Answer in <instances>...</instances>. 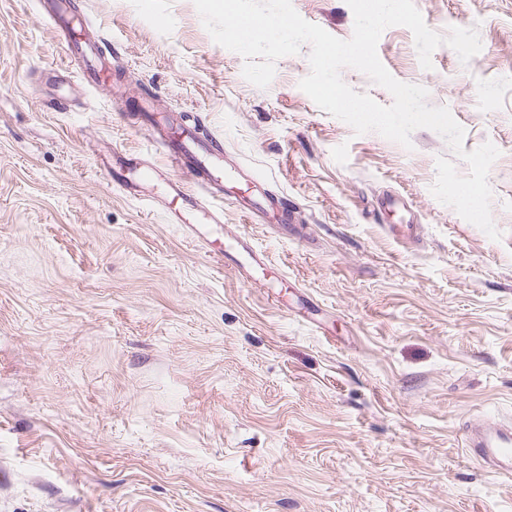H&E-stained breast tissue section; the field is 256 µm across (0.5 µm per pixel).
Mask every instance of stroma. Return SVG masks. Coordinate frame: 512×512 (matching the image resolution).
I'll use <instances>...</instances> for the list:
<instances>
[{
    "instance_id": "1",
    "label": "stroma",
    "mask_w": 512,
    "mask_h": 512,
    "mask_svg": "<svg viewBox=\"0 0 512 512\" xmlns=\"http://www.w3.org/2000/svg\"><path fill=\"white\" fill-rule=\"evenodd\" d=\"M41 2L0 0V512H512L461 446L512 423V0H415L440 34L477 28L469 63L442 45L423 69L403 26L377 45L465 150L499 149L497 241L432 195L438 157L468 172L439 134L407 149L314 104L309 46L261 89L193 0H73L112 54L96 90ZM292 5L351 38L346 0ZM146 106L294 206L252 224L225 200L209 234L261 256L250 282L107 171L116 149L167 166Z\"/></svg>"
}]
</instances>
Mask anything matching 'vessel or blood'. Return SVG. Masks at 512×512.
<instances>
[{"label":"vessel or blood","mask_w":512,"mask_h":512,"mask_svg":"<svg viewBox=\"0 0 512 512\" xmlns=\"http://www.w3.org/2000/svg\"><path fill=\"white\" fill-rule=\"evenodd\" d=\"M68 48L85 68L89 84L101 86L112 80V69L96 44L79 39L70 40ZM152 141L166 154L169 166L160 169L141 161L113 162L117 181L136 188L137 178L154 179L161 183L163 203L170 223L184 225L188 234H195L198 225L220 224L224 212L219 203L224 199V149L219 140L201 139L195 128L184 126L169 130L151 127ZM191 172L196 179L197 193L188 192L180 181L171 179L173 171ZM277 212L280 221L292 218L287 206L272 207L268 199L253 198L245 216L253 223H265L270 212ZM213 254L221 260H232L238 270L249 271L258 264L257 254L250 252L241 241L213 240ZM464 446L472 457L502 476L512 475V426L488 425L466 430Z\"/></svg>","instance_id":"obj_1"}]
</instances>
